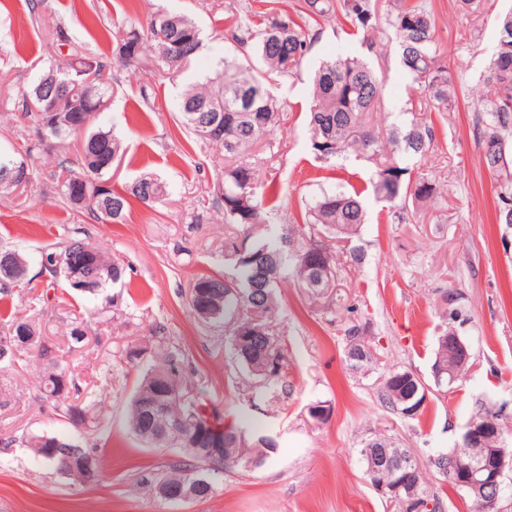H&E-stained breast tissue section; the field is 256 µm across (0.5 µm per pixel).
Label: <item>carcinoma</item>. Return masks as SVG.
<instances>
[{
    "label": "carcinoma",
    "mask_w": 512,
    "mask_h": 512,
    "mask_svg": "<svg viewBox=\"0 0 512 512\" xmlns=\"http://www.w3.org/2000/svg\"><path fill=\"white\" fill-rule=\"evenodd\" d=\"M458 13L468 19L484 11V0H456ZM297 18L277 12L258 24L252 17L242 15L230 28L228 40L242 49L250 50L243 60L224 58L222 69L213 78L186 89L181 97L179 112L182 126L202 141L224 150L228 160L224 167V182L218 185L216 202L224 210L227 224L254 225L266 223L268 210L279 197L280 189L274 182H266L257 190V171L245 157L262 139L277 127L281 120V104L271 93L269 85L294 75L307 60L320 33L321 21L336 18L345 20L357 29H375L376 7L371 0H303L296 11ZM173 19L169 31L182 47L184 55L192 58L201 42L197 24L183 14L158 12L148 23V36L131 29L119 39L116 55L123 66L136 73L151 56L160 68L171 67L166 31L162 23ZM385 24L394 34L400 66L420 96L410 99L412 118L392 123L384 128L375 126L370 115L384 109L383 83L375 67L348 52L320 62L312 77V106L307 133L317 158L329 162L352 155L363 157L373 165L371 185L376 197L391 205L395 221L403 223L409 215L410 204L431 202L438 196L437 185L423 174H414L396 159L399 153L414 158L425 157L436 146L435 128L419 112L443 114L453 108L457 99L456 77L442 60L438 42V28L433 10L423 0H395L385 17ZM55 51L63 62L43 69L19 97H7V103L21 117L31 123L25 150L26 158L43 145L39 127L43 117L26 110L27 100L38 91L52 92L44 83L48 74L70 84V93L77 98L73 103H62L66 110L101 112L112 98L114 90L105 79L111 68L110 58L85 52L80 45L58 29L53 34ZM93 76L88 86L74 85L79 74ZM474 133L481 145L487 168L497 177L496 218L500 224L512 225V39H497L480 82L473 118ZM82 135L80 149L83 172L76 173L63 167L65 176L58 182L64 198L73 206L83 208L105 224H122L130 210V199L147 207L160 202L166 195V186L150 174L133 182L127 191L119 192L109 185L112 166L121 160L123 142L110 130L94 129L92 125L78 126L56 141L65 142L74 135ZM365 221V208L360 194L340 187L323 190L301 211L303 228L297 230L300 242L285 231L270 235L265 241L246 246L237 239L224 240V257L233 266L234 274L216 273L197 277L191 292V305L214 298L221 307L214 309L207 321H219L236 316L230 333V345L236 360L262 382L255 397L263 399L266 393L283 385L286 355L282 343L275 336L269 317L274 311V290L284 278L288 262H293L290 275L307 296L313 300L324 298L337 287L336 258L328 251L324 238L334 236L351 241ZM22 255L14 250H0V277L19 266ZM46 271L57 279L74 277L82 281L81 292L103 296L107 285L121 281L126 268L105 257L82 239L68 241L59 252H50L43 258ZM33 334L35 327L26 317H13L5 336H16L20 330ZM345 358L351 370L366 375L381 365L380 350L367 340V324L348 319L344 329ZM70 349L77 351L89 343L87 327L81 321L72 322L69 331ZM37 356L45 366L44 394L57 404L61 416L74 417L82 423L92 419L93 404L75 403L70 394L80 392L79 379L69 363L57 354L54 344L45 339ZM146 354L153 355L129 404V425L142 443L153 448L173 450L175 458L162 474L145 472L140 482L155 493L170 487L193 488L199 500L205 501L214 493L213 482L204 466L182 459L183 440L180 433L160 435L154 432L157 421L141 412L137 398L168 395L167 420L200 419L210 422L218 431L224 447L242 458L237 470L249 471L248 464L260 467L277 447L270 437L259 435L247 444V430L235 420H222L198 395L194 394L185 375V354L165 336H156L139 349L126 351L125 358L134 362ZM469 369L448 350L447 344L437 343L433 364L436 386H448V372L459 379ZM379 393L383 405L405 415L411 399L421 403L422 385L415 373L403 368L389 367L380 376ZM34 435L26 440L44 464L60 471L68 458L100 457L98 445H82L70 439L51 437L59 442L52 453H45ZM398 454L406 458L402 468L382 465L375 479L387 485L402 483L414 488L431 508L422 512H444L442 498L428 490L425 472L392 436L375 433L362 441L359 450L361 462ZM477 454V448L468 442L439 452L431 464L439 480L448 484L457 494L470 500L472 512H497L488 500L463 490L459 481V466ZM367 480L374 479L365 474Z\"/></svg>",
    "instance_id": "obj_1"
}]
</instances>
